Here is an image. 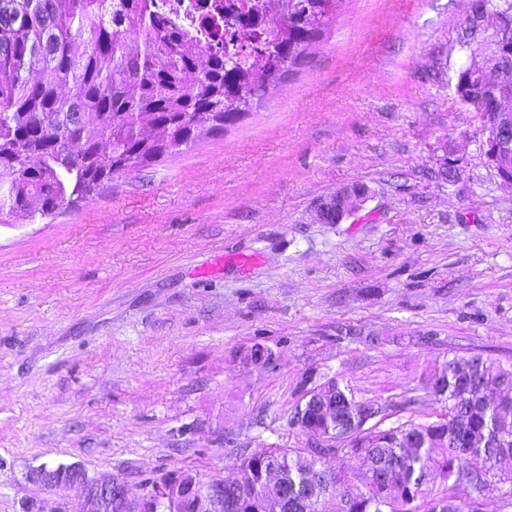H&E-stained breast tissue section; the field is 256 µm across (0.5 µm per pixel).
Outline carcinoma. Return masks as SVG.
<instances>
[{
  "mask_svg": "<svg viewBox=\"0 0 512 512\" xmlns=\"http://www.w3.org/2000/svg\"><path fill=\"white\" fill-rule=\"evenodd\" d=\"M343 0H248L223 9L229 32L243 33L251 50L215 49L185 35L156 0H0V224H33L65 203H76L119 172L141 171L180 154L207 134H221L266 101L272 84L301 66L320 42ZM493 23L512 30V0H495ZM88 36L89 47L74 49ZM465 57L456 70L460 102L512 95V74L482 81L486 47L462 28ZM512 390V368L480 356L456 355L436 372L435 400L457 410L452 420L420 421L416 400L388 408L392 422L373 425L375 449L358 441L335 454L306 455L289 448H248L238 477L224 486L234 512H277L280 485L288 505L308 482H326L329 462L359 459L360 492L348 512H479L497 491L512 504V408L499 402ZM321 389L336 403L334 428L347 424L356 395L334 378ZM474 448L456 457L451 442ZM445 485L438 495L429 485Z\"/></svg>",
  "mask_w": 512,
  "mask_h": 512,
  "instance_id": "carcinoma-1",
  "label": "carcinoma"
}]
</instances>
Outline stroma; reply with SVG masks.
<instances>
[{"label": "stroma", "instance_id": "stroma-1", "mask_svg": "<svg viewBox=\"0 0 512 512\" xmlns=\"http://www.w3.org/2000/svg\"><path fill=\"white\" fill-rule=\"evenodd\" d=\"M467 7L345 0L223 134L0 224V512L42 497L26 474L45 463L133 497L164 472L236 479L238 449L304 448L290 418L308 382L434 420L448 358L512 365V187L451 84ZM355 184L363 207L322 223ZM257 344L276 366L243 363Z\"/></svg>", "mask_w": 512, "mask_h": 512}]
</instances>
